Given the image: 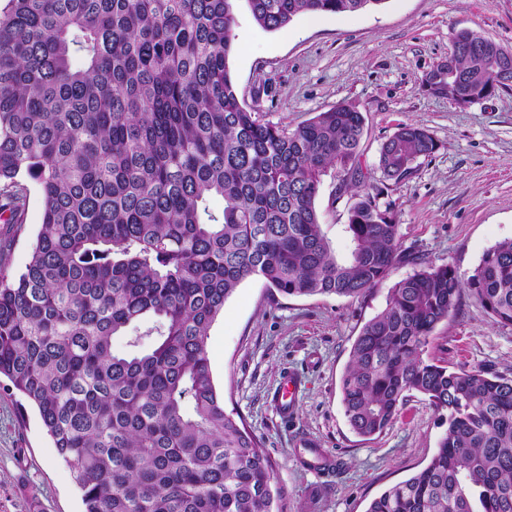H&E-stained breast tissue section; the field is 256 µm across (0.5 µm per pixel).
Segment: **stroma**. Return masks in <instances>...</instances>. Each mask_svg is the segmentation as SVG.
Instances as JSON below:
<instances>
[{"label":"stroma","mask_w":512,"mask_h":512,"mask_svg":"<svg viewBox=\"0 0 512 512\" xmlns=\"http://www.w3.org/2000/svg\"><path fill=\"white\" fill-rule=\"evenodd\" d=\"M230 72L241 100L265 119L291 125L340 103L366 120L361 163L376 169L379 150L399 124L424 127L437 150L388 198L403 246L436 265L473 274L483 253L512 239V89L461 107L430 94L427 72L445 63L457 31L470 29L512 49V0H383L340 15L301 13L276 31L259 27L244 0L235 6ZM328 169L316 210L338 257L351 247L350 194ZM37 184L29 186L26 224L11 254L20 274L42 222ZM397 268L366 299L273 295L263 280L243 282L210 329L208 349L226 409L264 443L283 491L281 512H366L370 501L423 468L448 428L447 414L414 395L393 425L366 439L351 429L340 379L364 323L386 306ZM453 370L512 375V326L495 323L470 295L440 323L427 347ZM304 384L295 414L282 421L270 403L281 374ZM0 381V512H83L82 494L34 410ZM317 439L334 458L323 473L303 470L295 439Z\"/></svg>","instance_id":"1"}]
</instances>
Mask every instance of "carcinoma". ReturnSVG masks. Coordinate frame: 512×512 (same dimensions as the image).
Returning <instances> with one entry per match:
<instances>
[{"instance_id": "1", "label": "carcinoma", "mask_w": 512, "mask_h": 512, "mask_svg": "<svg viewBox=\"0 0 512 512\" xmlns=\"http://www.w3.org/2000/svg\"><path fill=\"white\" fill-rule=\"evenodd\" d=\"M235 0H8L0 12V376L36 408L85 512H277L263 444L226 411L209 331L247 279L282 296L364 299L409 276L361 328L340 380L360 436L415 394L448 411L425 467L366 512H512V378L453 371L427 354L463 290L512 326V240L462 280L402 246L389 184L436 143L402 124L363 169L362 112L341 103L295 126L239 99L229 68ZM267 31L298 14L383 0H246ZM453 75L427 90L457 105L512 83L499 44L458 32ZM333 167L355 191L336 257L315 201ZM39 184L42 224L10 272ZM153 323L142 337L128 336ZM129 337L132 350L113 342Z\"/></svg>"}]
</instances>
